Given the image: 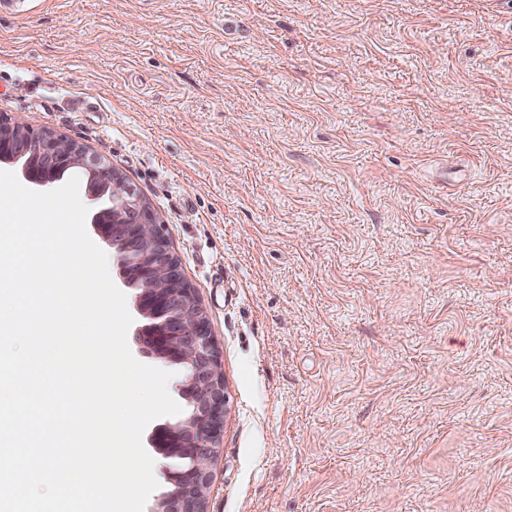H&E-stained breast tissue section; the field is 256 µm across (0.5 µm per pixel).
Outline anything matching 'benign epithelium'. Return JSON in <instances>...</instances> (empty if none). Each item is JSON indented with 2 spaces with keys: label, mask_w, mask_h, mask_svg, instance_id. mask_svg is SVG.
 I'll use <instances>...</instances> for the list:
<instances>
[{
  "label": "benign epithelium",
  "mask_w": 512,
  "mask_h": 512,
  "mask_svg": "<svg viewBox=\"0 0 512 512\" xmlns=\"http://www.w3.org/2000/svg\"><path fill=\"white\" fill-rule=\"evenodd\" d=\"M0 160L19 163L25 177L42 188L62 181L69 169L81 168L92 200L107 204L93 215L92 224L112 244L123 284L137 290V312L149 320L135 333L144 345L140 352L186 369L180 389L189 413L156 429L151 438L163 458L180 463L176 471L162 469L169 489L153 512H207L210 468L227 413L224 376L207 316L154 210L103 157L51 130L34 134L18 120L0 119Z\"/></svg>",
  "instance_id": "benign-epithelium-1"
}]
</instances>
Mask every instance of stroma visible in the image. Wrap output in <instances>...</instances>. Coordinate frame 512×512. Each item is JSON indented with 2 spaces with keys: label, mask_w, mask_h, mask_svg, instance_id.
<instances>
[{
  "label": "stroma",
  "mask_w": 512,
  "mask_h": 512,
  "mask_svg": "<svg viewBox=\"0 0 512 512\" xmlns=\"http://www.w3.org/2000/svg\"><path fill=\"white\" fill-rule=\"evenodd\" d=\"M1 116L155 210L224 374L208 512H512V0H34Z\"/></svg>",
  "instance_id": "1"
}]
</instances>
